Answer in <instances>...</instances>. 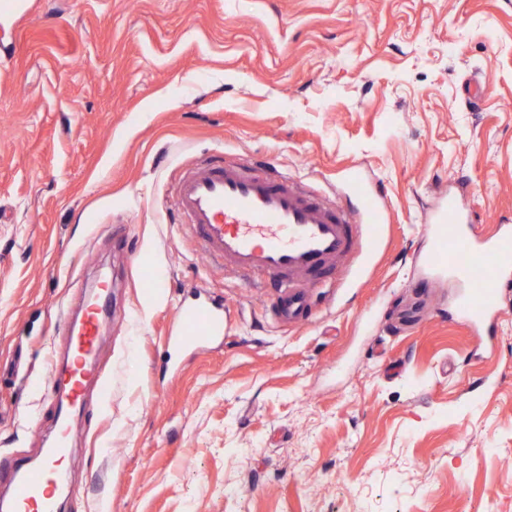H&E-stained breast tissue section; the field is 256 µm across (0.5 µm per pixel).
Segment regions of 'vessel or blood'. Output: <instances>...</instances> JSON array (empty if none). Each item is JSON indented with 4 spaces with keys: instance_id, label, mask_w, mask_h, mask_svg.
Instances as JSON below:
<instances>
[{
    "instance_id": "vessel-or-blood-1",
    "label": "vessel or blood",
    "mask_w": 512,
    "mask_h": 512,
    "mask_svg": "<svg viewBox=\"0 0 512 512\" xmlns=\"http://www.w3.org/2000/svg\"><path fill=\"white\" fill-rule=\"evenodd\" d=\"M174 204L208 263L243 278L265 277L281 321L306 317L314 289L360 287L388 239L383 198L356 169L329 196L266 164L201 161L181 174ZM464 211V200H442L430 218L437 230L425 235L426 257L434 272L463 280L460 310L475 334L488 337L501 313L498 295L512 287V226L485 237L463 223ZM108 295V282H100L68 336L63 363L49 368L48 385L62 395L54 439L38 463L18 459L0 467V480L11 488L0 512H58L75 436L69 412L87 409V391L100 383L93 363ZM225 320L223 300L193 298L182 306L174 344L185 349L222 338Z\"/></svg>"
}]
</instances>
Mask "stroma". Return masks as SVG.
<instances>
[{"instance_id": "1", "label": "stroma", "mask_w": 512, "mask_h": 512, "mask_svg": "<svg viewBox=\"0 0 512 512\" xmlns=\"http://www.w3.org/2000/svg\"><path fill=\"white\" fill-rule=\"evenodd\" d=\"M200 157L327 194L361 168L382 257L279 322L179 222ZM443 194L512 225V0H0V459L51 438L49 360L105 274L106 394L73 422L64 512H512V288L483 353L426 266ZM198 287L227 332L174 352Z\"/></svg>"}]
</instances>
